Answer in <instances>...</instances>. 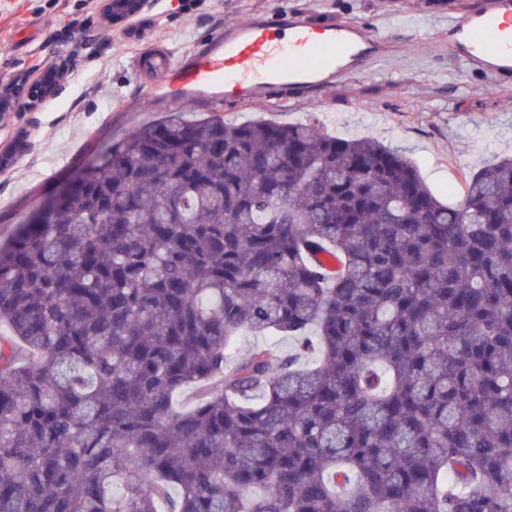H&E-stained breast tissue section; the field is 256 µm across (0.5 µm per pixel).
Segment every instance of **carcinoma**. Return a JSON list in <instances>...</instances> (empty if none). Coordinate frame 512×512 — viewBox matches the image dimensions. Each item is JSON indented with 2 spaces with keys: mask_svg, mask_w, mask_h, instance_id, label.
Wrapping results in <instances>:
<instances>
[{
  "mask_svg": "<svg viewBox=\"0 0 512 512\" xmlns=\"http://www.w3.org/2000/svg\"><path fill=\"white\" fill-rule=\"evenodd\" d=\"M186 112L0 245V512H512V158Z\"/></svg>",
  "mask_w": 512,
  "mask_h": 512,
  "instance_id": "carcinoma-1",
  "label": "carcinoma"
}]
</instances>
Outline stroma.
Listing matches in <instances>:
<instances>
[{
  "label": "stroma",
  "instance_id": "35a3bbf8",
  "mask_svg": "<svg viewBox=\"0 0 512 512\" xmlns=\"http://www.w3.org/2000/svg\"><path fill=\"white\" fill-rule=\"evenodd\" d=\"M475 0H155L125 29L101 0H0V76L62 57L75 68L35 112L0 116V243L112 141L158 117L140 57L177 64L222 28L256 15L309 14L390 31L387 53L325 88L196 105L225 120L309 123L337 137L405 149L428 187L454 202L469 176L512 155V77L448 57L449 21Z\"/></svg>",
  "mask_w": 512,
  "mask_h": 512
}]
</instances>
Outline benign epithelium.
I'll use <instances>...</instances> for the list:
<instances>
[{"mask_svg": "<svg viewBox=\"0 0 512 512\" xmlns=\"http://www.w3.org/2000/svg\"><path fill=\"white\" fill-rule=\"evenodd\" d=\"M154 0H105V22L126 26L151 11ZM71 72V60L62 58L36 75L21 73L0 79V112H35L57 95Z\"/></svg>", "mask_w": 512, "mask_h": 512, "instance_id": "benign-epithelium-1", "label": "benign epithelium"}]
</instances>
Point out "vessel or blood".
<instances>
[{
    "mask_svg": "<svg viewBox=\"0 0 512 512\" xmlns=\"http://www.w3.org/2000/svg\"><path fill=\"white\" fill-rule=\"evenodd\" d=\"M384 35L354 23L318 24L264 17L217 32L191 63L168 67L156 86L166 102L203 97L250 101L274 87L319 89L383 51ZM449 57L500 77L512 76V0H490L449 22Z\"/></svg>",
    "mask_w": 512,
    "mask_h": 512,
    "instance_id": "1",
    "label": "vessel or blood"
}]
</instances>
